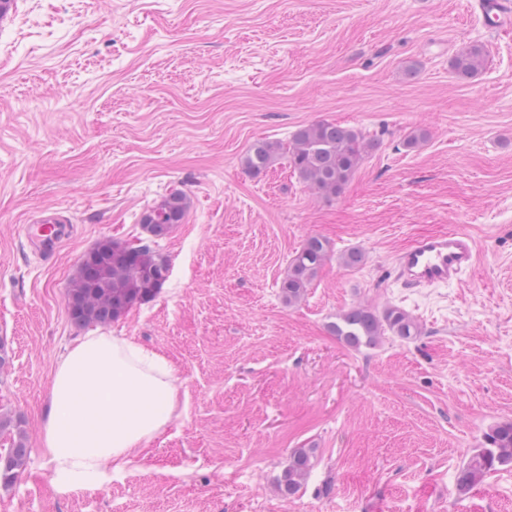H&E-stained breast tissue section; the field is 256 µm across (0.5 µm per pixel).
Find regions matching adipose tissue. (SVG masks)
<instances>
[{
  "mask_svg": "<svg viewBox=\"0 0 512 512\" xmlns=\"http://www.w3.org/2000/svg\"><path fill=\"white\" fill-rule=\"evenodd\" d=\"M51 395L43 453L59 479L93 490L168 428L180 388L163 352L93 330L61 358Z\"/></svg>",
  "mask_w": 512,
  "mask_h": 512,
  "instance_id": "obj_1",
  "label": "adipose tissue"
}]
</instances>
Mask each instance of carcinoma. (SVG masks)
<instances>
[{"label": "carcinoma", "mask_w": 512, "mask_h": 512, "mask_svg": "<svg viewBox=\"0 0 512 512\" xmlns=\"http://www.w3.org/2000/svg\"><path fill=\"white\" fill-rule=\"evenodd\" d=\"M485 49L470 45L455 55L450 68L456 77L467 81L484 68ZM375 147V140L353 127L332 122H317L297 129L284 144L260 139L244 154L246 172L258 175L282 156L288 167L315 194L326 198L340 195L365 156ZM188 209L187 197L174 191L148 208L140 218L145 237L132 248L106 240L82 259L68 294L71 318L81 324L107 325L117 320L133 305L153 297L166 282L169 262L155 250L157 240L182 223ZM329 253L327 241L312 236L296 252L287 276L279 288L284 301H299L311 285ZM332 330L352 347L370 346L388 331L409 339L419 335L412 318L399 308L382 314L352 308L338 316ZM16 431V439L5 454H0V481H14L27 462V435L21 421L8 413L0 414V433ZM512 467V421L491 426L481 444L460 466L455 475V489L469 493L491 474ZM310 469V456L304 449L293 452L278 478V488L285 496L295 495Z\"/></svg>", "instance_id": "cac0c4a2"}]
</instances>
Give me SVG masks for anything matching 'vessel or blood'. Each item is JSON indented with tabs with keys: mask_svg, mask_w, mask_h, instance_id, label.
Here are the masks:
<instances>
[{
	"mask_svg": "<svg viewBox=\"0 0 512 512\" xmlns=\"http://www.w3.org/2000/svg\"><path fill=\"white\" fill-rule=\"evenodd\" d=\"M487 26L494 30L512 28V0H478ZM65 233L56 221L46 220L33 228L29 237L43 252H54ZM476 246L464 229L415 240L395 257L399 279L409 286L432 287L459 281L476 259Z\"/></svg>",
	"mask_w": 512,
	"mask_h": 512,
	"instance_id": "obj_1",
	"label": "vessel or blood"
}]
</instances>
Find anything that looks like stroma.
I'll return each instance as SVG.
<instances>
[{
    "instance_id": "stroma-1",
    "label": "stroma",
    "mask_w": 512,
    "mask_h": 512,
    "mask_svg": "<svg viewBox=\"0 0 512 512\" xmlns=\"http://www.w3.org/2000/svg\"><path fill=\"white\" fill-rule=\"evenodd\" d=\"M478 43L460 82L451 57ZM330 121L376 148L321 198L279 162L248 174L257 139ZM427 134L408 152L400 142ZM190 207L160 240L170 275L106 332L177 368L173 422L95 490L42 452L55 368L84 327L70 281L104 240L141 238L172 191ZM72 226L52 259L27 224ZM463 227L461 281L407 288L394 256ZM330 253L296 304L288 261ZM364 261L349 268L341 254ZM357 305L396 307L420 333L348 346ZM0 410L21 417L25 470L0 512H512V469L469 494L455 474L512 420V30L471 0H10L0 15ZM311 452L294 496L277 479ZM485 49L481 45H470L455 55L450 61V68L456 77L467 81L476 77L484 68Z\"/></svg>"
}]
</instances>
